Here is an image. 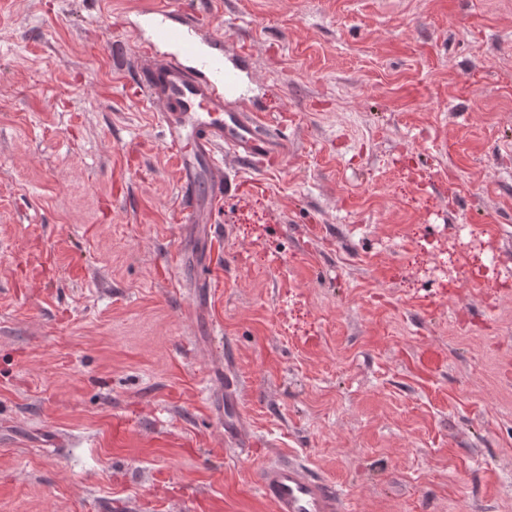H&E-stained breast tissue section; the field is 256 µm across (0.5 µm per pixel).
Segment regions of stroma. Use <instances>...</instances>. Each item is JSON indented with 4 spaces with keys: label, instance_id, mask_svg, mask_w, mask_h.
Segmentation results:
<instances>
[{
    "label": "stroma",
    "instance_id": "35a3bbf8",
    "mask_svg": "<svg viewBox=\"0 0 512 512\" xmlns=\"http://www.w3.org/2000/svg\"><path fill=\"white\" fill-rule=\"evenodd\" d=\"M177 2L287 136L208 242L109 51L155 0H0V512H512V0ZM261 494L275 512H345V499L325 479L314 477L304 466L277 461L262 466Z\"/></svg>",
    "mask_w": 512,
    "mask_h": 512
}]
</instances>
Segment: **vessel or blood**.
I'll return each instance as SVG.
<instances>
[{"label":"vessel or blood","instance_id":"b4317fda","mask_svg":"<svg viewBox=\"0 0 512 512\" xmlns=\"http://www.w3.org/2000/svg\"><path fill=\"white\" fill-rule=\"evenodd\" d=\"M139 39L128 89L158 107L163 142L176 160L185 221L210 232L214 214L235 184L224 173L223 154L256 164L280 156L284 137H267L238 106L237 69L224 60V44L199 37L195 15L157 0L139 13ZM170 52L159 55L157 45ZM260 491L274 512H346L336 487L304 466L277 461L262 466Z\"/></svg>","mask_w":512,"mask_h":512}]
</instances>
